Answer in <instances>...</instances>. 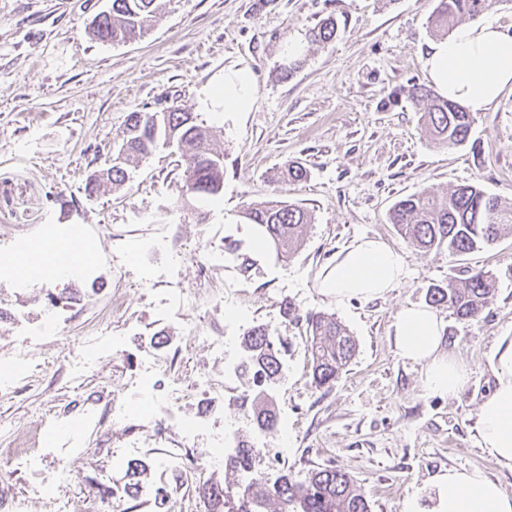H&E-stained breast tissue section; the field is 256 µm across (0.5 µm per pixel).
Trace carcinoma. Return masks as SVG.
Returning a JSON list of instances; mask_svg holds the SVG:
<instances>
[{"label": "carcinoma", "instance_id": "carcinoma-1", "mask_svg": "<svg viewBox=\"0 0 512 512\" xmlns=\"http://www.w3.org/2000/svg\"><path fill=\"white\" fill-rule=\"evenodd\" d=\"M167 2L111 0L107 10L92 21L90 34L103 43L124 42L141 34L148 20L161 18ZM492 4L493 0H436L432 32L446 36L461 22L480 18ZM338 33L336 17L329 14L314 26L311 40L329 44ZM403 101L424 109L425 124L438 144L451 147L467 141L472 117L459 104L416 82L396 91L389 105ZM171 141L181 149L187 192L199 198L219 195L224 187V152L207 126L179 108L129 113L120 143L112 153V168L99 179L86 182L85 191L92 195L103 187L124 186L130 179V166L148 157L158 145L166 146ZM307 176V169L298 161L286 162L277 172V180L284 183L302 181ZM245 217L260 228L266 248L282 260L298 248L311 223L308 210L281 200L250 203ZM390 223L414 248L424 252L443 249L455 257L512 235V203L487 193L476 182L458 185L443 196L422 190L395 203ZM495 282L496 278L483 270L468 269L464 278L430 285L429 301L462 320H475L486 308ZM306 324L311 383L328 390L354 358L357 342L332 314L309 312ZM245 351L243 366L252 376L254 389L244 398V411L259 430L272 433L277 429L278 416L267 388L280 378L282 363L268 326L256 325L247 331ZM259 455L260 449L240 439L225 459V469L250 473ZM199 494L209 512H267L266 506L272 501L280 505V512H372L370 502L352 478L334 467H319L303 482L283 475L270 483L257 473L240 495L219 483L203 487Z\"/></svg>", "mask_w": 512, "mask_h": 512}]
</instances>
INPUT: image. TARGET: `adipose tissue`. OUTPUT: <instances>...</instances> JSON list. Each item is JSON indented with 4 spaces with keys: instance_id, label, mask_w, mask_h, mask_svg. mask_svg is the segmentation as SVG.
I'll list each match as a JSON object with an SVG mask.
<instances>
[{
    "instance_id": "ef3b65f1",
    "label": "adipose tissue",
    "mask_w": 512,
    "mask_h": 512,
    "mask_svg": "<svg viewBox=\"0 0 512 512\" xmlns=\"http://www.w3.org/2000/svg\"><path fill=\"white\" fill-rule=\"evenodd\" d=\"M424 70L440 96L471 113L488 111L505 90L512 89V31L491 20L456 28L433 44ZM254 91L249 68L230 69L223 83L208 92L205 106L232 120L251 111ZM95 257V248L72 234L57 237L48 250L35 242L1 257L0 267L14 272L22 266L26 277L64 282ZM406 276L401 251L379 238H361L339 251L317 279L320 294L341 305L383 297ZM394 338L402 358L422 364L430 392L453 396L464 388L468 370L443 349L441 322L431 309L410 306L401 311L394 323ZM494 360L496 381L479 406L477 443L498 462L512 466V338L501 340ZM433 485L436 497L431 512H512V495L481 469L444 470L434 476Z\"/></svg>"
}]
</instances>
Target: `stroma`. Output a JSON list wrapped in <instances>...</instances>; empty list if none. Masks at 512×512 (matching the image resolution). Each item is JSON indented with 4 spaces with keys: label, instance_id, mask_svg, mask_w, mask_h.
Instances as JSON below:
<instances>
[{
    "label": "stroma",
    "instance_id": "obj_1",
    "mask_svg": "<svg viewBox=\"0 0 512 512\" xmlns=\"http://www.w3.org/2000/svg\"><path fill=\"white\" fill-rule=\"evenodd\" d=\"M108 0H0V257L48 234L70 229L97 248L91 275L64 283L0 273V367L25 339L39 335L24 377L0 393V448L16 440L35 465L0 459V512H46L45 488L67 457L61 498L85 512H113L108 493L122 489L128 467L149 471L125 512H165L156 498L166 488L181 512H206L198 492L182 488L176 462L207 458L231 422L260 448L271 436L250 426L239 408L240 379L225 380L224 358L242 357V339L266 325L285 340L281 378L271 393L293 445L257 470L270 480L288 474L304 481L317 467L346 472L372 512H402L406 500L433 504V476L449 468H478L512 494V467L476 442L478 407L495 383L492 354L512 336V237L458 259L421 252L390 224L391 206L427 189L436 193L470 182L512 202V91L475 114L469 143L435 144L413 108H384L396 88L425 83L423 59L436 38L429 29L435 0H171L166 14L147 22L142 37L112 44L93 39L89 25ZM340 23L332 43L310 42L327 15ZM301 43L302 64L281 70L288 42ZM245 66L255 76L251 112L237 123L205 111L207 90L224 70ZM176 105L213 131L224 149V190L202 201L187 194L178 156L161 148L131 170L126 185L86 196V178L115 149L129 113ZM289 160L306 180L274 182ZM74 198L75 207L60 205ZM277 199L310 211L312 222L288 261L256 250L246 204ZM360 237H378L403 252L408 275L369 303L338 306L320 294L315 277L337 251ZM228 247L224 267L201 273L198 258L210 243ZM247 255L248 271L240 269ZM498 277L479 319L463 321L441 309L446 348L470 370L452 397L431 394L421 365L402 359L393 324L399 312L429 302L428 287L461 277L464 268ZM182 288L196 305L167 310L168 289ZM123 308L103 318L112 292ZM58 300L47 316L42 299ZM298 316L284 315L285 303ZM335 315L357 341L346 372L328 391L311 386L307 312ZM99 333L86 348L89 330ZM168 346L153 383L167 390L180 378L185 397L175 415L149 404L140 357L156 334ZM227 336L224 354L209 337ZM224 380L223 393L201 402L200 376ZM130 418L113 423V398ZM204 416L199 435L185 441L183 421Z\"/></svg>",
    "mask_w": 512,
    "mask_h": 512
}]
</instances>
